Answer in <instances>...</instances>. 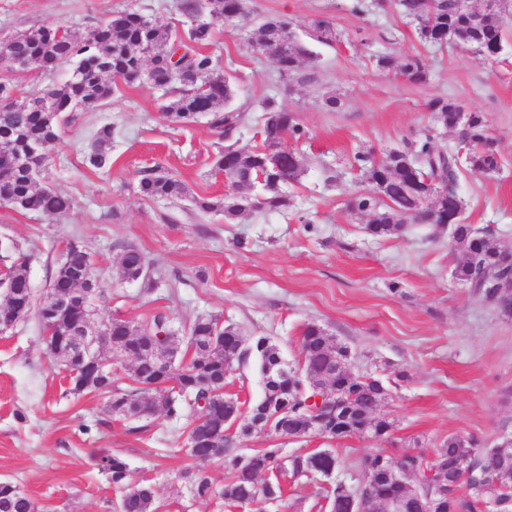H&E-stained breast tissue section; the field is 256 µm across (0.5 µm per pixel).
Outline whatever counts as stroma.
Segmentation results:
<instances>
[{"label": "stroma", "mask_w": 512, "mask_h": 512, "mask_svg": "<svg viewBox=\"0 0 512 512\" xmlns=\"http://www.w3.org/2000/svg\"><path fill=\"white\" fill-rule=\"evenodd\" d=\"M183 0H0V36L42 26L86 32L132 9L176 27L186 22ZM353 0H249L255 15L304 24L320 15L340 39L312 43L300 78L283 79L237 22L213 25L210 52L235 77L239 99L275 97L296 113L306 132L296 142L304 172L285 190V211L245 212L225 221L202 213L192 197L222 198L224 176L214 169L222 141L206 118L168 122L161 92L120 86L108 104L77 112L54 156L49 182L69 196L62 217L0 207V268L26 257L35 301H42L69 243L89 252L104 288L101 305L132 322L163 311L173 327L217 316L241 336H265L296 359L303 328L316 323L354 353L356 374L389 380L380 408L389 420L390 454L433 453L451 435L494 446L512 437V317L473 296L452 271L457 255L447 232L428 224L374 238L368 218L347 207L350 192L370 190L354 157L376 156L430 135L435 147L466 154L455 131L427 108L436 97L482 113L495 137L501 168L487 174L462 166L457 193L465 223L487 228L512 246V14L495 59L469 48L421 42L416 21L395 7L355 13ZM383 53L420 56L422 83L382 70ZM70 64L15 72L0 80L18 95L64 82ZM340 105L328 110L327 96ZM113 129L110 169L85 160L102 126ZM162 166L182 180L188 198L140 195L143 170ZM134 246L149 258L152 287L122 277L117 254ZM408 378L396 380L399 371ZM108 398L69 392L45 353L36 317L0 332V481L27 493L40 512H113L118 494L98 467L105 451L122 455L136 479L154 485L160 512H229L218 501L193 500L180 477L189 461L183 421L159 415L130 431L107 411ZM281 502H256L242 512H320L316 488L301 478L284 483Z\"/></svg>", "instance_id": "1"}]
</instances>
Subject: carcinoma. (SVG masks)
Returning <instances> with one entry per match:
<instances>
[{"label":"carcinoma","instance_id":"1","mask_svg":"<svg viewBox=\"0 0 512 512\" xmlns=\"http://www.w3.org/2000/svg\"><path fill=\"white\" fill-rule=\"evenodd\" d=\"M397 6L402 14L415 18L419 38L425 43L445 45L452 41L463 47L475 44L501 47L505 41L501 15L490 8L478 15L460 12L458 0H397ZM204 10L211 21L190 26L179 41L176 30L169 25L137 12H117L107 22L81 34L69 31L61 37L59 28L41 27L1 40L0 58L9 60L12 68L24 70L31 64L49 66L64 62L74 68L65 82L33 95L34 105L24 110H0V200L50 217L68 214L72 209L69 197L36 183L25 166L9 167L7 159L24 155L37 145L41 153L32 163L49 165L62 142V129L71 121L70 114L104 106L118 84L140 82L146 73L153 84L169 87L170 100L162 109L170 122L183 125L203 114L212 130L229 138L252 110L253 103L245 101L232 106L238 89L219 71L217 60L206 50L213 38L214 21H249L257 32L258 51L286 80L293 79L303 61L313 56L295 34L294 22L288 17H253L247 0H186V14L193 17ZM450 24L453 25L451 38L448 37ZM307 29L308 37L316 42L337 40L332 24L324 18L309 20ZM377 65L385 70L396 68L413 83L426 80L425 65L418 55L401 58L380 55ZM261 109L263 147L244 151L232 144L224 146L217 153L214 166L226 175L229 192L222 203L192 197L199 211L210 213L220 209L229 221L245 210L282 211L290 206L282 186L298 180L304 169L302 158L286 145V139L297 141L305 132L295 113L280 107L275 98H265ZM428 109L444 127L459 131L462 141L481 143V148L473 150L465 163L485 172L498 169L496 142L482 113H471L470 125L465 128L460 122L462 106L458 103L436 97L429 101ZM111 140L112 128H100L87 155L92 167L112 166V156L105 151ZM355 160L365 171L373 191L352 193L348 207L353 212L370 215L366 230L372 236L394 235L409 221L438 224L439 208L460 200L455 186L462 162L457 154L436 148L429 136L410 141L404 149H393L380 159L366 151L356 155ZM408 164L418 168L435 188L448 190L443 202L423 201L417 185L403 173ZM138 187L151 199L179 200L188 196L185 183L160 166L143 172ZM452 240L453 248L462 253L454 268V278L474 296L483 298L497 275L503 246L490 230L471 224L454 225ZM70 254V264L57 268L50 279L46 300L40 304L41 309L49 312L47 321L53 323L54 335L60 337L48 354L56 364L66 368L70 354L61 337L70 335L75 326L91 318L111 326L112 343L134 352L127 375L135 386H124L120 371L114 369L109 383L96 385L90 391L108 396L109 413L129 422L155 414L186 422L184 449L192 466L182 478L191 497L218 499L227 506L241 507L260 500L277 502L284 497L282 477L289 475L297 479L310 473L322 477L338 470L341 460L332 448L286 456L283 449L273 446L243 454L226 443L222 458L229 476L221 486L214 485L207 466L214 462L216 449L211 447L209 439L219 437L221 431L199 423L198 415L205 411L240 412L243 420L237 433L248 436L264 431L269 418L276 414L278 421L286 422L288 433L299 436L314 427L311 420L315 405L308 402V395L300 393L299 381L269 379L268 372L278 367L281 356L275 344L261 336L241 347L237 328L218 326L216 317H196L186 322L183 337L171 330L170 318L165 313L149 314L138 322L111 319L93 303H81L78 296L68 316L57 317L56 304L84 289L72 277L71 270L84 263L87 253L74 245ZM119 267L124 278L151 284V278L146 276L151 265L139 249L125 248ZM10 270L12 288L9 297L0 304V320H23L31 315L35 301L25 266L14 264ZM184 341L193 347L191 359L173 371L166 370L154 350L161 347L174 357ZM348 350L347 345L337 342L319 325H305L298 355L302 377L318 375L328 361L345 358ZM249 358L256 361L265 379L264 395L258 402L240 409L238 399L224 394V385L233 363ZM331 384L340 394L348 419L338 423L322 412V423L314 427L316 435L338 439L368 434L378 442L390 441L392 424L378 414V408L389 395L380 378L338 373ZM436 454L431 466L419 452L393 457L385 449L375 448L359 457L353 464V481L356 487L367 490L366 512H384L383 499L395 492L389 471L397 466L409 473V485L402 487L409 496L407 512L429 508L433 512H478L483 501L475 496V485L487 475L495 479V493L503 503L502 509L512 508V446L486 448L476 440L451 435ZM98 466L120 491L117 504L121 512H157L154 486L133 481L129 465L121 455L102 453ZM354 488H344L336 482L323 488L331 512H349ZM0 512H38V506L18 486L1 482Z\"/></svg>","mask_w":512,"mask_h":512}]
</instances>
